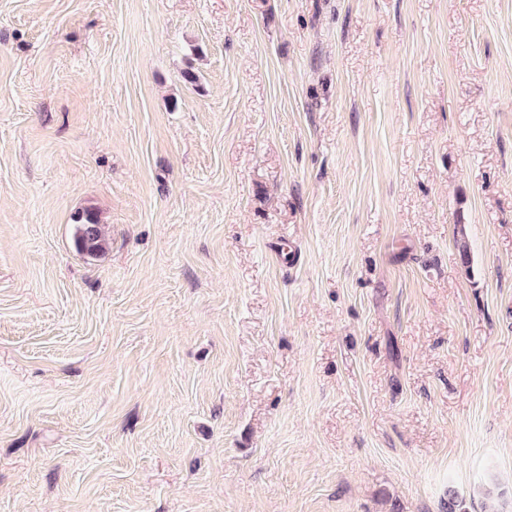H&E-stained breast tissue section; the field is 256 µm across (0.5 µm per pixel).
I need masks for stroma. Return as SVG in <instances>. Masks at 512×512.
Masks as SVG:
<instances>
[{
	"mask_svg": "<svg viewBox=\"0 0 512 512\" xmlns=\"http://www.w3.org/2000/svg\"><path fill=\"white\" fill-rule=\"evenodd\" d=\"M452 492L512 512V0H0V512ZM77 244L80 251L88 255H97L106 249L107 240L97 217L87 212L77 227Z\"/></svg>",
	"mask_w": 512,
	"mask_h": 512,
	"instance_id": "1",
	"label": "stroma"
}]
</instances>
